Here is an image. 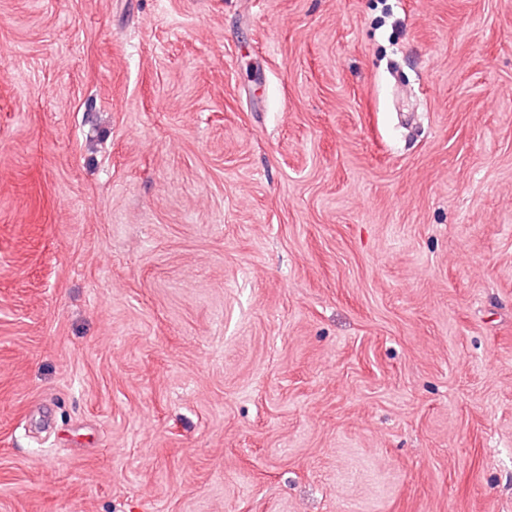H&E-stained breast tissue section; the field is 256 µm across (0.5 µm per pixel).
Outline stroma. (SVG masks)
I'll use <instances>...</instances> for the list:
<instances>
[{"label": "stroma", "instance_id": "obj_1", "mask_svg": "<svg viewBox=\"0 0 512 512\" xmlns=\"http://www.w3.org/2000/svg\"><path fill=\"white\" fill-rule=\"evenodd\" d=\"M0 512H512V0H0Z\"/></svg>", "mask_w": 512, "mask_h": 512}]
</instances>
